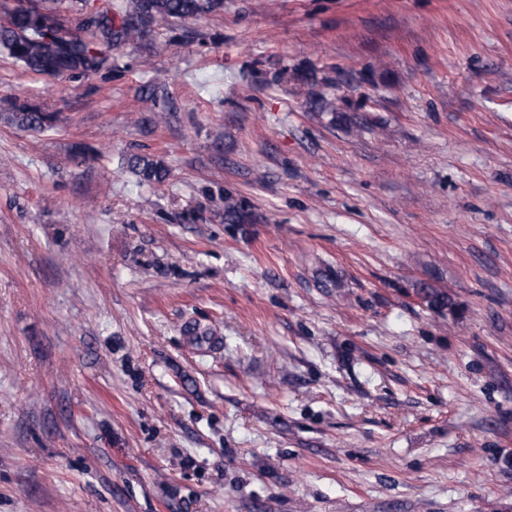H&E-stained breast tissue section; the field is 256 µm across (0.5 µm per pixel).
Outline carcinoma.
Segmentation results:
<instances>
[{
	"label": "carcinoma",
	"instance_id": "carcinoma-1",
	"mask_svg": "<svg viewBox=\"0 0 512 512\" xmlns=\"http://www.w3.org/2000/svg\"><path fill=\"white\" fill-rule=\"evenodd\" d=\"M89 0H69L73 17L68 26L58 22V0H0V51L26 71L47 76L93 78L112 70L105 48L151 42L156 53L164 45L153 38L160 19L186 21L224 13V0H105L88 13ZM8 119L21 130L43 132L58 116L28 103L9 99ZM128 168L140 181L162 184L169 176L163 162L152 155L132 154Z\"/></svg>",
	"mask_w": 512,
	"mask_h": 512
}]
</instances>
